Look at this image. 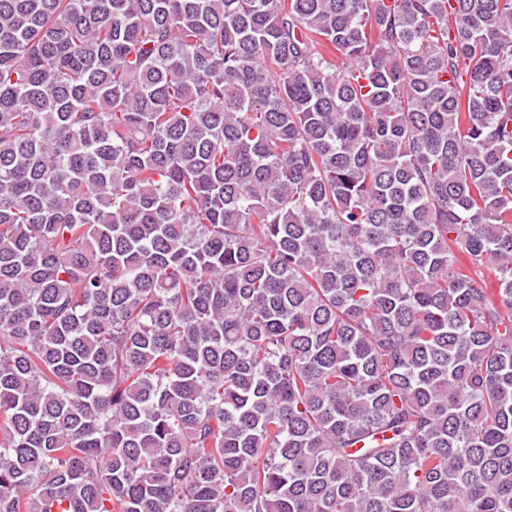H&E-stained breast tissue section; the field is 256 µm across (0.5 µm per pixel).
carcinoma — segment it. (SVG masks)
Returning a JSON list of instances; mask_svg holds the SVG:
<instances>
[{
	"label": "carcinoma",
	"mask_w": 512,
	"mask_h": 512,
	"mask_svg": "<svg viewBox=\"0 0 512 512\" xmlns=\"http://www.w3.org/2000/svg\"><path fill=\"white\" fill-rule=\"evenodd\" d=\"M0 512H512V0H0Z\"/></svg>",
	"instance_id": "1"
}]
</instances>
